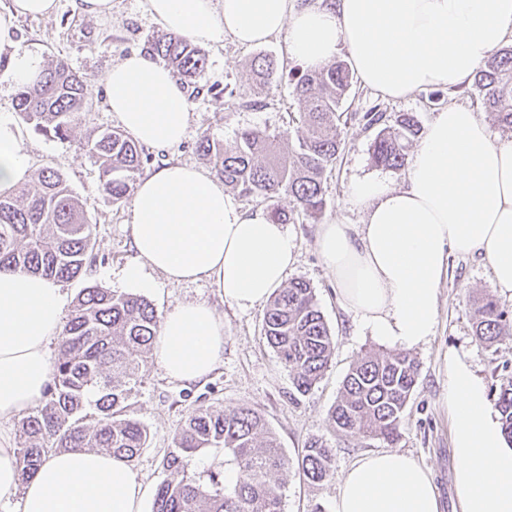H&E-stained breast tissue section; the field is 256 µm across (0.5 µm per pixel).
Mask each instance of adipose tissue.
Listing matches in <instances>:
<instances>
[{
	"mask_svg": "<svg viewBox=\"0 0 512 512\" xmlns=\"http://www.w3.org/2000/svg\"><path fill=\"white\" fill-rule=\"evenodd\" d=\"M58 0H11L0 11V80L32 83L40 57L16 41L19 18H47ZM166 32L200 46H243L285 35L289 60L314 70L346 54L362 85L387 99L468 81L512 42V0H147ZM110 112L140 143L171 147L191 122L187 91L171 69L141 53L104 77ZM31 175L22 130L0 115V195ZM361 223L321 225L318 252L342 307L380 340L406 349L434 334L450 256H479L500 293L512 295V141L493 140L465 105L437 113L413 150L402 186L367 176L349 189ZM137 261L128 288L149 285L145 269L172 283L206 280L241 310L266 302L295 261L285 225L247 209L222 182L191 164L165 163L137 184L128 220ZM67 296L57 280L0 273V424L43 398L52 379L49 345ZM155 354L165 374L194 383L224 355V322L205 302L163 317ZM446 403L453 420L459 512H512V446L484 381L466 356L449 352ZM148 486L128 461L105 450L52 453L21 481L17 450L0 434V504L18 512H144ZM333 512H441L432 473L399 451L357 459L341 475Z\"/></svg>",
	"mask_w": 512,
	"mask_h": 512,
	"instance_id": "ef3b65f1",
	"label": "adipose tissue"
}]
</instances>
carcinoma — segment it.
<instances>
[{
	"label": "carcinoma",
	"instance_id": "obj_1",
	"mask_svg": "<svg viewBox=\"0 0 512 512\" xmlns=\"http://www.w3.org/2000/svg\"><path fill=\"white\" fill-rule=\"evenodd\" d=\"M143 50L184 82L207 63L203 49L170 33L147 40ZM250 72L257 95L273 92L282 78L277 62L261 53L251 59ZM352 82L353 74L341 60L299 77L292 95L304 131L292 151L282 146V135L257 128L239 132L230 150L205 136L199 151L213 161L224 186L267 201L288 196L297 212L316 218L325 206L327 171L341 148L336 120ZM473 86L486 111L511 130L512 45L496 50L476 70ZM92 102L88 78L57 59L35 84L20 87L16 107L36 131L65 139ZM363 120L366 127L378 128L374 161L392 169L404 167L409 144L420 131L416 117L403 112L390 125L384 113L371 111ZM84 147L98 164L104 198L123 202L143 170L138 143L120 130H107ZM93 249L89 218L57 169L46 166L16 193L0 196V272L71 280L91 267ZM473 318L475 336L489 346L512 335V312L493 298L476 303ZM159 323L154 307L141 296L96 285L82 290L63 329L53 382L21 420L24 440L18 457L23 479L34 476L52 452L100 448L131 460L145 447L148 430L129 399L140 383ZM263 332L290 371L296 392L309 393L328 367L335 343L307 281L296 279L273 294ZM417 379L418 363L406 352L362 356L331 411L335 431L345 438L396 444ZM496 405L505 438L512 443L511 374L501 378ZM207 448L224 449L235 465L238 479L233 487H225L220 470L209 471L206 481L188 473L190 461ZM334 457V448L313 437L294 464L257 410L245 404L228 412L200 407L184 420L164 457L163 467L181 479L161 483L153 512H282L283 473L295 465L308 482L319 484L333 474Z\"/></svg>",
	"mask_w": 512,
	"mask_h": 512
}]
</instances>
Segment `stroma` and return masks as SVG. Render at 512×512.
<instances>
[{
  "instance_id": "stroma-1",
  "label": "stroma",
  "mask_w": 512,
  "mask_h": 512,
  "mask_svg": "<svg viewBox=\"0 0 512 512\" xmlns=\"http://www.w3.org/2000/svg\"><path fill=\"white\" fill-rule=\"evenodd\" d=\"M162 26L146 11L144 0H112V13L92 18L80 14L73 0H59L58 10L49 18H22L17 36L42 61L62 58L92 84L94 104L84 113L72 137L60 140L26 128V142L32 171L51 166L66 177L92 224L95 262L88 276L64 282L70 300H77L82 288L95 284L116 293L124 292L122 271L135 258L128 226L129 202L108 203L98 189L99 172L83 147L87 137L118 123L105 104L103 77L112 65L130 52L142 49L148 39L163 35ZM288 59L284 36L268 43L241 46L232 40L207 48V65L195 79L197 91L189 103L192 121L184 141L173 148H145L148 157L144 172L166 162L177 161L210 169L207 157L198 149L202 136H210L233 148L239 131L258 127L271 133L287 132L289 147H297L303 128L288 123V113L297 111L289 80L264 100L263 107L243 103L240 93L251 84L249 64L257 53ZM235 96H228V89ZM453 104L472 106L494 138L507 139L512 132L501 127L481 103L472 83L444 92L433 102L419 92L405 100H389L361 83H353L342 104L345 120L337 131L341 149L324 184L325 207L318 218L295 215L287 224L296 244V262L290 279L301 278L315 290L316 299L334 337L335 350L323 377L308 394H298L292 377L263 335L264 306L243 311L225 302L208 282L168 283L158 272L148 271L152 286L142 295L165 315L182 302L204 301L224 320V355L218 368L205 381L186 385L166 376L156 359H149L143 377L131 399L135 416L148 428L145 448L132 459L131 466L151 487L171 479L162 461L172 446V438L185 418L204 406L229 410L245 404L260 412L278 437L290 459H297L311 437H319L336 450L333 479L308 485L297 469H289L281 485L283 512H333L337 477L359 457L387 450L386 442L369 439L345 440L331 428L330 412L340 394L343 380L354 363L367 352L385 353L393 346L359 327L357 318L345 311L336 294V285L316 248L320 225L341 219L361 223L363 212L348 200L351 183L376 174L394 185H402L404 173L376 165L371 145L375 129L365 127L362 116L376 109L387 117L414 113L420 126H427L437 112ZM499 299L512 309V296L495 288L489 268L476 257H451L448 277L440 288L435 334L430 341L411 351L419 363L415 390L404 412L397 451L413 457L433 474L443 509L456 512L453 483L456 460L452 448V419L445 403L446 361L449 350L467 355L484 379L488 392H495L504 374H512V336L494 346L479 342L473 334L474 302L484 297Z\"/></svg>"
}]
</instances>
